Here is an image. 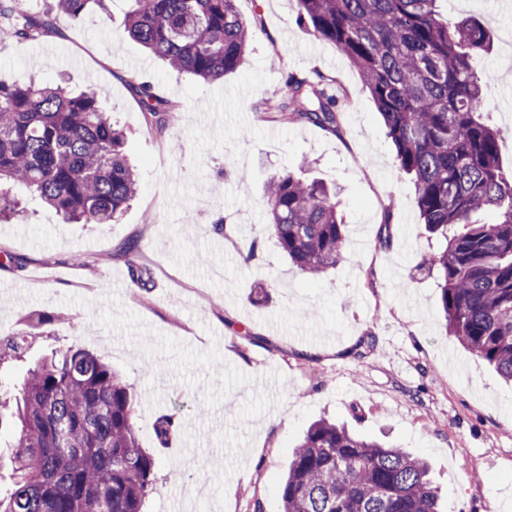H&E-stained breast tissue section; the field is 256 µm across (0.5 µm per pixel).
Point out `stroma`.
<instances>
[{"mask_svg": "<svg viewBox=\"0 0 512 512\" xmlns=\"http://www.w3.org/2000/svg\"><path fill=\"white\" fill-rule=\"evenodd\" d=\"M504 0H446L449 17L488 25L476 61L495 80L488 115L512 170V130L501 114L512 62L501 52L512 10ZM261 15L244 62L223 80L172 71L125 30L131 0L60 17L55 33L0 43V80L97 86L141 190L109 224H69L29 192L23 213L0 222V331L52 316L28 358L76 344L127 380L155 480L143 512H282L279 485L294 446L322 417L429 462L443 512H512V386L446 330L435 276L439 248L419 222L414 185L398 169L383 121L359 72L298 22L297 0H236ZM336 77L351 104L346 133L265 121L258 104L290 73ZM149 78L175 102L163 130L146 120L125 79ZM283 170L336 184L349 260L313 280L266 231L264 190ZM232 231H212L217 217ZM390 245H380L384 231ZM139 240L152 275L148 299L118 246ZM269 292L254 303L257 286ZM373 341L364 357L352 350ZM178 419L166 446L154 425Z\"/></svg>", "mask_w": 512, "mask_h": 512, "instance_id": "stroma-1", "label": "stroma"}]
</instances>
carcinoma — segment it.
<instances>
[{
  "label": "carcinoma",
  "instance_id": "obj_1",
  "mask_svg": "<svg viewBox=\"0 0 512 512\" xmlns=\"http://www.w3.org/2000/svg\"><path fill=\"white\" fill-rule=\"evenodd\" d=\"M98 0H57V13L18 10L0 0V42L57 31ZM125 31L180 73L215 81L236 70L261 18L240 17L236 0H135ZM442 0H298L299 20L360 73L401 170L412 176L422 223L445 240L426 259L436 272L449 332L512 382V173L499 161V130L485 118L489 74L473 68L491 34L474 17L448 19ZM318 70L289 74L269 119L308 123L339 138L350 101ZM127 86L152 124L175 105L137 75ZM95 86H20L0 81V184L22 186L71 224H110L140 191L125 134L103 111ZM266 230L282 253L316 279L347 258L336 193L290 171L265 189ZM0 188V221L16 214ZM497 213L493 224L475 216ZM123 247L129 276L145 292L148 269ZM29 332L0 339V367L24 361ZM15 393L0 389V431L13 439L10 483L0 512H141L155 458L139 442L133 396L122 375L76 345L28 369ZM175 418L163 415L165 445ZM282 512H440L428 463L402 448L356 435L327 419L295 446L281 485Z\"/></svg>",
  "mask_w": 512,
  "mask_h": 512
}]
</instances>
